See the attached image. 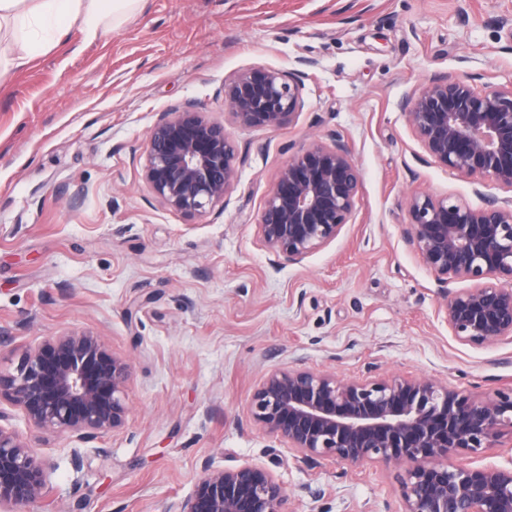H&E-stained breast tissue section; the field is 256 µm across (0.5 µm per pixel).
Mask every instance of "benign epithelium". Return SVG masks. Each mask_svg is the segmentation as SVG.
<instances>
[{"label": "benign epithelium", "mask_w": 512, "mask_h": 512, "mask_svg": "<svg viewBox=\"0 0 512 512\" xmlns=\"http://www.w3.org/2000/svg\"><path fill=\"white\" fill-rule=\"evenodd\" d=\"M305 72L252 66L224 82V104L241 128H278L303 107ZM402 112L431 161L477 184L512 190V86L435 76ZM238 148L226 126L187 103L151 128L143 180L162 204L198 216L224 201L237 177ZM362 176L347 145L312 140L280 170L260 213L258 233L277 263H299L336 238L355 208ZM407 236L449 291L443 308L461 342L512 340V197L479 208L414 195ZM129 364L103 339L68 331L28 349L0 370V400L35 431L86 441L120 428ZM252 420L288 443L299 462L406 465L403 512H512V467L452 462L493 446L512 428V391L476 400L431 378L339 381L306 368L270 372L250 404ZM49 465L0 425V512H18L47 492ZM179 512H291L288 493L262 465L206 470Z\"/></svg>", "instance_id": "benign-epithelium-1"}]
</instances>
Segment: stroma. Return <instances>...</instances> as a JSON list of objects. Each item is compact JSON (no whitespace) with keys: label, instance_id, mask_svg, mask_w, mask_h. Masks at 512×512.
<instances>
[{"label":"stroma","instance_id":"1","mask_svg":"<svg viewBox=\"0 0 512 512\" xmlns=\"http://www.w3.org/2000/svg\"><path fill=\"white\" fill-rule=\"evenodd\" d=\"M303 58L292 122L233 129L223 202L187 217L152 196L142 154L162 112L191 103L229 123L225 80ZM439 74L512 82V0H141L0 80V367L66 331L130 365L124 426L86 442L35 435L0 403L51 465L30 512H177L206 469L246 464L274 472L291 512H402L403 468L297 463L249 408L272 370L298 366L512 390V342L453 336L405 234L413 194L473 208L507 195L448 174L408 126L402 99ZM312 138L347 144L361 192L332 242L275 269L260 211Z\"/></svg>","mask_w":512,"mask_h":512}]
</instances>
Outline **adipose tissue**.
Segmentation results:
<instances>
[{
	"mask_svg": "<svg viewBox=\"0 0 512 512\" xmlns=\"http://www.w3.org/2000/svg\"><path fill=\"white\" fill-rule=\"evenodd\" d=\"M139 0H0V30L8 29L14 52L7 69L28 66L44 46L60 42L71 27H79L86 40H95L105 28L119 26Z\"/></svg>",
	"mask_w": 512,
	"mask_h": 512,
	"instance_id": "1",
	"label": "adipose tissue"
}]
</instances>
